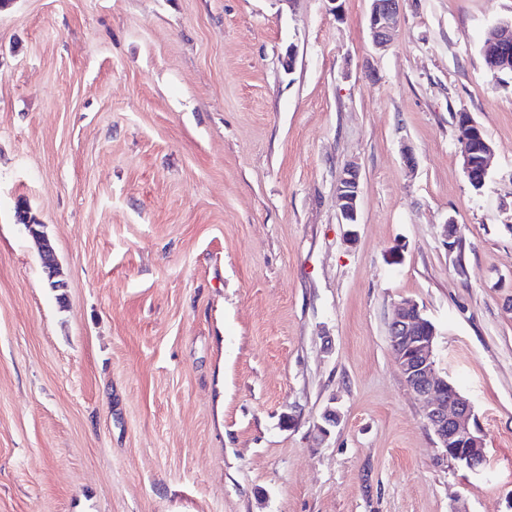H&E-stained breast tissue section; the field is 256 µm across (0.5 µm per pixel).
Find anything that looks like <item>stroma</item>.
Returning a JSON list of instances; mask_svg holds the SVG:
<instances>
[{"mask_svg": "<svg viewBox=\"0 0 512 512\" xmlns=\"http://www.w3.org/2000/svg\"><path fill=\"white\" fill-rule=\"evenodd\" d=\"M370 5L0 6V512H512V75L481 51L512 0H402L384 50ZM462 112L493 146L478 190ZM404 299L473 404L484 475L403 380ZM361 193L360 169L355 164H349L336 183L340 223L359 224Z\"/></svg>", "mask_w": 512, "mask_h": 512, "instance_id": "1", "label": "stroma"}]
</instances>
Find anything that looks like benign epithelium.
<instances>
[{
  "instance_id": "benign-epithelium-1",
  "label": "benign epithelium",
  "mask_w": 512,
  "mask_h": 512,
  "mask_svg": "<svg viewBox=\"0 0 512 512\" xmlns=\"http://www.w3.org/2000/svg\"><path fill=\"white\" fill-rule=\"evenodd\" d=\"M400 2L372 0L369 30L380 49L391 43L399 27ZM484 55L491 73H512V19L490 27ZM457 125L461 132L459 154L464 172L470 183L481 187L488 176L492 146L484 129L468 114L460 113ZM361 193L360 169L350 164L336 183L340 223H359ZM441 236L448 250L460 246L461 229L454 220L442 225ZM389 335L402 377L415 397L424 403L426 423L443 448V456L452 457L476 475L482 474L486 468L484 438L480 430L469 427L473 416L471 401L437 370L434 324L417 303L406 301L395 307Z\"/></svg>"
}]
</instances>
